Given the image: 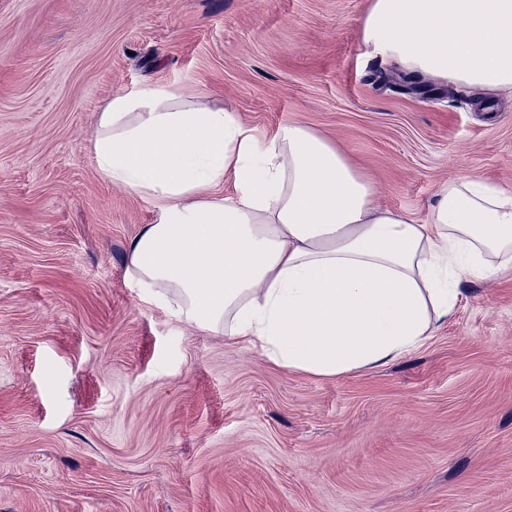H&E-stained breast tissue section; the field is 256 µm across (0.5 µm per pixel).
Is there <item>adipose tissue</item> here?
Listing matches in <instances>:
<instances>
[{
	"mask_svg": "<svg viewBox=\"0 0 512 512\" xmlns=\"http://www.w3.org/2000/svg\"><path fill=\"white\" fill-rule=\"evenodd\" d=\"M361 30L403 71L512 93V0H373ZM93 153L103 180L158 202L125 272L141 299L292 372L387 365L453 314L462 279L512 265V193L468 178L426 220L381 210L324 138H258L175 85L113 96Z\"/></svg>",
	"mask_w": 512,
	"mask_h": 512,
	"instance_id": "obj_1",
	"label": "adipose tissue"
}]
</instances>
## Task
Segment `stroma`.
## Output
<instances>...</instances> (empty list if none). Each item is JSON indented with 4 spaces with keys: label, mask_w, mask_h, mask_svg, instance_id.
Segmentation results:
<instances>
[{
    "label": "stroma",
    "mask_w": 512,
    "mask_h": 512,
    "mask_svg": "<svg viewBox=\"0 0 512 512\" xmlns=\"http://www.w3.org/2000/svg\"><path fill=\"white\" fill-rule=\"evenodd\" d=\"M372 0H0V512H512V269L338 377L178 323L125 277L155 201L103 180L114 95L178 85L342 148L381 209L512 191V94L403 73Z\"/></svg>",
    "instance_id": "1"
}]
</instances>
